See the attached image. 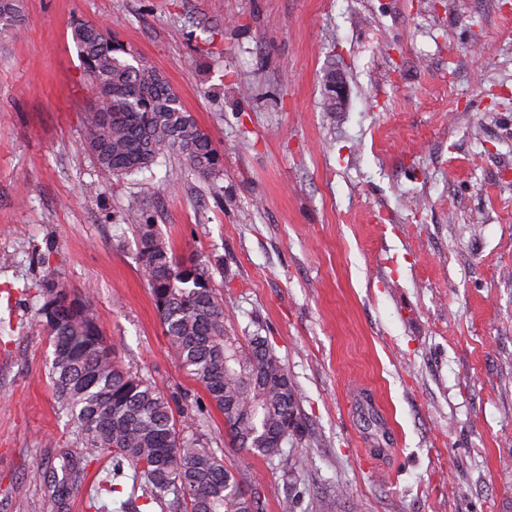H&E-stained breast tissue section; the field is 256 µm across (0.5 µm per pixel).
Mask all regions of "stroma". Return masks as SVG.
<instances>
[{
    "label": "stroma",
    "instance_id": "stroma-1",
    "mask_svg": "<svg viewBox=\"0 0 512 512\" xmlns=\"http://www.w3.org/2000/svg\"><path fill=\"white\" fill-rule=\"evenodd\" d=\"M24 9V35L0 34V512H80L85 495L114 510L109 460L60 511L27 476L83 451L35 327L48 268L94 288L127 371L207 400L170 356L132 208L177 255L221 262L228 327L268 337L300 395L302 428L271 459L233 448L215 408L195 427L259 512H512V0ZM79 22L165 77L223 158L215 182L177 156L97 168Z\"/></svg>",
    "mask_w": 512,
    "mask_h": 512
}]
</instances>
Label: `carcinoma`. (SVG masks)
<instances>
[{"instance_id":"cac0c4a2","label":"carcinoma","mask_w":512,"mask_h":512,"mask_svg":"<svg viewBox=\"0 0 512 512\" xmlns=\"http://www.w3.org/2000/svg\"><path fill=\"white\" fill-rule=\"evenodd\" d=\"M21 22L20 0H0V32L17 34ZM73 40L95 88L83 144L100 170L126 177L176 153L200 179L221 171L210 137L155 68L130 63L131 51L99 26L77 24ZM128 220L172 357L224 415L232 446L280 455L282 449L265 446L266 437L284 409L298 413V393L268 339L232 334L206 261L178 257L144 211H131ZM47 283L36 326L53 345L58 409L86 448L78 457L63 453L65 475L50 485L57 508L105 455L112 460L109 493H122L120 480L130 477L143 483L146 502L169 512H258L224 459L192 431L196 415L175 412V397L121 367L94 314L93 294L72 297L54 279Z\"/></svg>"}]
</instances>
